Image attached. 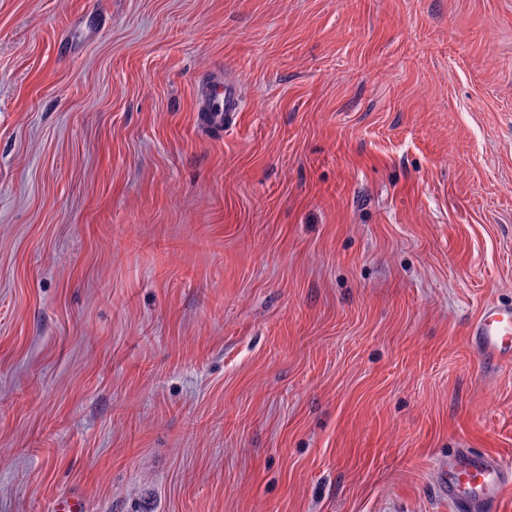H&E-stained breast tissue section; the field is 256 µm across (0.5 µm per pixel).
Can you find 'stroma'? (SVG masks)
I'll use <instances>...</instances> for the list:
<instances>
[{"label":"stroma","instance_id":"1","mask_svg":"<svg viewBox=\"0 0 512 512\" xmlns=\"http://www.w3.org/2000/svg\"><path fill=\"white\" fill-rule=\"evenodd\" d=\"M492 299L512 0H0V512H453ZM200 84L199 123L206 130H222L225 121L242 112L239 86L221 74L207 75Z\"/></svg>","mask_w":512,"mask_h":512}]
</instances>
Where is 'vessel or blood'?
<instances>
[{
    "instance_id": "vessel-or-blood-1",
    "label": "vessel or blood",
    "mask_w": 512,
    "mask_h": 512,
    "mask_svg": "<svg viewBox=\"0 0 512 512\" xmlns=\"http://www.w3.org/2000/svg\"><path fill=\"white\" fill-rule=\"evenodd\" d=\"M241 109V92L234 80L221 74L203 79L198 119L204 129H222ZM468 342L485 362H511L512 304L485 303L469 327ZM438 491L455 512H493L512 491V460L471 448L456 449L439 471Z\"/></svg>"
}]
</instances>
